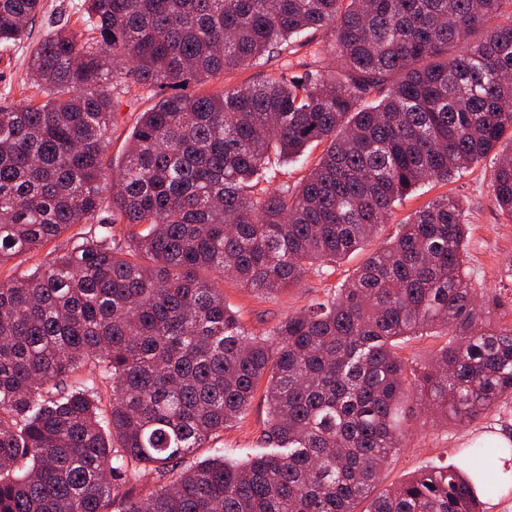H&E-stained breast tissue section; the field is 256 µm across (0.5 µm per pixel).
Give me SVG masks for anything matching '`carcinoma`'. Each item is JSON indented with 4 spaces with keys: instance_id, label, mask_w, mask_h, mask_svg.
Segmentation results:
<instances>
[{
    "instance_id": "cac0c4a2",
    "label": "carcinoma",
    "mask_w": 512,
    "mask_h": 512,
    "mask_svg": "<svg viewBox=\"0 0 512 512\" xmlns=\"http://www.w3.org/2000/svg\"><path fill=\"white\" fill-rule=\"evenodd\" d=\"M41 2L0 0V44L27 38ZM83 15L86 30L56 25L29 56L45 101L0 102V265L96 228L0 281V512H111L146 475L159 488L124 512H483L511 447L374 494L408 404L468 424L512 395V321L464 270L459 200L416 211L332 300L261 335L214 277L296 285L362 248L421 182L487 158L512 221V0H84ZM313 28L331 39L299 61ZM270 56L283 63L264 83L179 92ZM118 79L172 92L115 170ZM321 144L299 185L259 187L271 155ZM437 329L448 341L423 368L394 352ZM263 380L269 450L182 467ZM91 224H75L39 250L28 254H21L12 258L0 267V280H12L21 275H30L37 268H41L49 258L66 251L72 246L78 234L90 231Z\"/></svg>"
}]
</instances>
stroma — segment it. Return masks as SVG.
<instances>
[{
    "instance_id": "obj_1",
    "label": "stroma",
    "mask_w": 512,
    "mask_h": 512,
    "mask_svg": "<svg viewBox=\"0 0 512 512\" xmlns=\"http://www.w3.org/2000/svg\"><path fill=\"white\" fill-rule=\"evenodd\" d=\"M82 3L83 0H43L42 11L32 22L28 38L16 45H0V101L40 102V95L32 87L34 77L27 67L29 55L53 23L60 21L75 30L82 28ZM279 65V60L273 58L227 72L220 79L200 86L188 84L184 91L193 95L258 84L274 77ZM112 94L119 102V110L106 157L117 167L125 159L130 129L140 112L159 99L161 91L133 86L126 92L113 89ZM445 194L459 199L467 211V271L474 284L491 289L502 298H512V221L502 217L493 203L491 163L485 160L452 182L429 181L420 185L396 205L389 223L376 237L335 266L312 268L300 283L274 294L243 287L227 276L219 282L224 299L248 331L265 332L288 313L333 297L335 288L351 277L373 252L390 244L416 210ZM89 230L86 224L73 225L39 250L12 258L0 265V280L32 274L49 258L70 248L79 234ZM266 419L265 391L260 388L241 419L225 428L212 445L188 452L184 457L186 464L212 455L218 448L233 461H244L262 452ZM492 435L512 438V397L502 399L494 411L464 426L438 423L428 413H419L409 420L404 443L389 459L377 487L383 490L400 485L434 465H462L465 449L476 447L479 441Z\"/></svg>"
}]
</instances>
